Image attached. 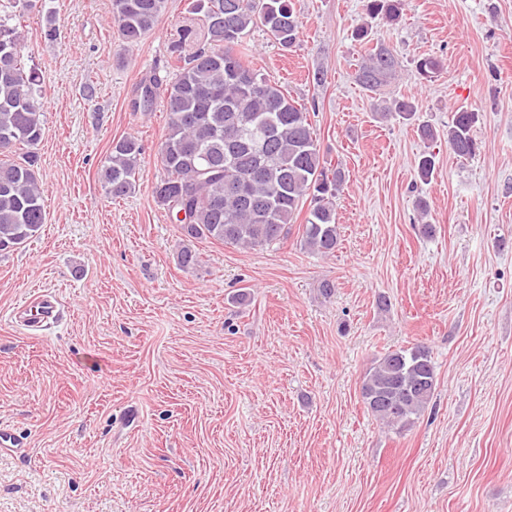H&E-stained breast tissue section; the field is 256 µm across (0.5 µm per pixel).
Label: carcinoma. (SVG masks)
<instances>
[{
  "mask_svg": "<svg viewBox=\"0 0 512 512\" xmlns=\"http://www.w3.org/2000/svg\"><path fill=\"white\" fill-rule=\"evenodd\" d=\"M402 0H365L366 13L395 21ZM165 8V0H112V18L121 41L139 44ZM189 17L171 34L169 54L174 77L155 75L136 86L133 110L153 111L164 97L167 133L159 148L165 176L153 191L187 239H213L233 247L256 249L284 242L291 223L309 204L301 241L312 252L336 250L339 224L334 200L345 173L321 151L305 108L246 60V38L259 28L282 49L300 35L295 0H189ZM13 15L0 16V154L22 146L20 159H0V252L34 237L45 224L37 156L31 148L43 134L38 76L26 71L24 42ZM361 25L353 39L366 57L355 72L368 91L394 79L399 59L386 45H369ZM411 121L416 107L408 97L394 98L380 112ZM477 113L460 108L448 123L445 143L460 158L476 155L473 129ZM144 148L134 136L112 145L99 180L106 194L121 199L135 192ZM436 154L424 152L416 173L427 182L436 171ZM184 218H179V214ZM436 386L427 346L384 353L365 374L361 398L367 411L385 426L402 431L421 415Z\"/></svg>",
  "mask_w": 512,
  "mask_h": 512,
  "instance_id": "cac0c4a2",
  "label": "carcinoma"
}]
</instances>
